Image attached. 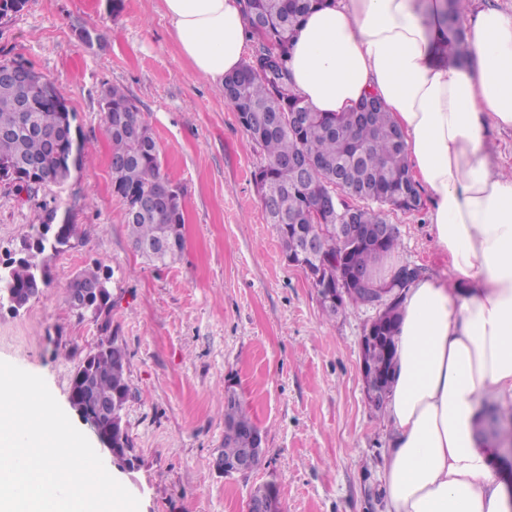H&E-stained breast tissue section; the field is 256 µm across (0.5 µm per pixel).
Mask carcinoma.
<instances>
[{
	"label": "carcinoma",
	"instance_id": "carcinoma-1",
	"mask_svg": "<svg viewBox=\"0 0 512 512\" xmlns=\"http://www.w3.org/2000/svg\"><path fill=\"white\" fill-rule=\"evenodd\" d=\"M335 0H246L245 27L252 53L244 66L228 76L220 94L237 113L251 141L266 157L253 173L268 223L275 226L283 254L313 238L321 253L322 277L336 281V269L345 265L367 277L365 290L348 297L344 307H369L378 311L374 327L389 338L388 354L395 359L396 335L402 293L422 275L418 267L402 265L393 279L379 284L373 269L381 257L399 246L392 233L382 241L367 237L356 243L342 230L343 216L366 227L389 223L391 212L413 213L422 206L419 185L410 174L403 134L383 103L363 98L348 112L325 115L314 112L288 87L292 38L309 13ZM469 0H445L442 23L448 29V46L463 64L467 57L461 19ZM109 107L103 111L104 131L111 143L112 190L130 206L145 198L150 204L134 214L126 213L127 231L134 249L148 262L166 266L184 250L185 215L182 192L163 168L160 146L133 99L118 85L105 88ZM30 101L20 112L14 102ZM302 113L307 120L295 123ZM74 113L62 112L56 103L38 97L0 79V182L16 193L32 195L44 185H62L70 172L58 167L48 147L49 137L62 124H72ZM174 193L176 206L168 209L153 201L159 186ZM76 234L69 212L54 205L45 222L34 228L28 246L19 257L0 261V305L12 297L27 303L47 284V261L70 247ZM112 295L104 290L78 314L103 320L111 328ZM128 353L117 333L88 354L76 370L74 409L83 419L96 417L95 399H112L118 408L130 395L127 379ZM224 420L237 429L224 437L222 460H234L241 448L260 433L240 401L224 405ZM113 447L133 448L125 429H113ZM478 431L493 435L512 450V408L499 406L482 413ZM266 501L267 512H282L274 483L256 488Z\"/></svg>",
	"mask_w": 512,
	"mask_h": 512
}]
</instances>
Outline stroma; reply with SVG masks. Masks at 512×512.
<instances>
[{"label":"stroma","mask_w":512,"mask_h":512,"mask_svg":"<svg viewBox=\"0 0 512 512\" xmlns=\"http://www.w3.org/2000/svg\"><path fill=\"white\" fill-rule=\"evenodd\" d=\"M92 30L94 41L77 34ZM18 60L66 96L88 148L65 189L20 200L0 185V260L43 220V203L71 208L77 235L47 265V284L14 314L0 310V361L44 378L77 429L72 376L104 339L78 318L66 289L99 263L110 280L112 327L128 353L124 421L139 457L106 470L139 512H247L255 487L275 481L283 512H384L382 459L393 427L372 408L360 336L375 315L356 307L326 318L305 272L288 265L253 173L264 162L230 104L195 76L172 40L161 0H27L0 19V61ZM134 99L184 194L186 247L165 268L134 250L125 205L112 191L101 91ZM429 209L395 212L401 264L444 282L453 273L429 232ZM235 383L263 432L265 455L246 477L224 476V386Z\"/></svg>","instance_id":"1"}]
</instances>
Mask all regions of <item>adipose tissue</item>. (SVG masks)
I'll use <instances>...</instances> for the list:
<instances>
[{
	"label": "adipose tissue",
	"mask_w": 512,
	"mask_h": 512,
	"mask_svg": "<svg viewBox=\"0 0 512 512\" xmlns=\"http://www.w3.org/2000/svg\"><path fill=\"white\" fill-rule=\"evenodd\" d=\"M444 0H336L292 39L291 86L312 110L375 95L431 195L430 231L453 284L406 288L386 413L385 512H512L476 430L487 396L512 403V177L491 145L512 130V12L468 14L465 65L443 49ZM193 72L222 88L247 54L244 0H162Z\"/></svg>",
	"instance_id": "adipose-tissue-1"
}]
</instances>
